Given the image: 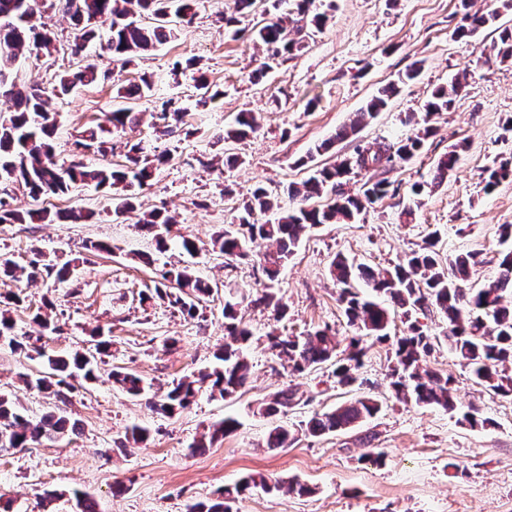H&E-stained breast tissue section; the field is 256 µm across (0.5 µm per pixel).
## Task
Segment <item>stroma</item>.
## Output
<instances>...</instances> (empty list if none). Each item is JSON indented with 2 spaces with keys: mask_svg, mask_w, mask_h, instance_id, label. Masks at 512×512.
Segmentation results:
<instances>
[{
  "mask_svg": "<svg viewBox=\"0 0 512 512\" xmlns=\"http://www.w3.org/2000/svg\"><path fill=\"white\" fill-rule=\"evenodd\" d=\"M329 19L309 29L302 52L279 58L262 77L253 72L267 53L250 33L231 35L225 15L232 0H199L196 13L178 39L144 55L138 66L120 68L106 39H97L81 56L69 45L74 32L61 14L45 12L43 21L54 33L50 50L31 49L18 64L22 83L51 86L56 74L96 64L103 77L60 100L57 109L56 157L71 160L82 132L104 123L118 106V86L151 74L156 100L141 101L137 126L114 134V149L104 164L125 161L126 146L143 143L150 153H170L147 185L137 191L140 211L169 210L177 222L167 235L168 248L157 252L152 233L141 229L140 212L117 218L111 192L81 185L62 196L43 198L42 206L94 212L82 224H0V255L25 266L32 259L73 261L74 278L40 279L24 288L26 310H14L17 334L43 336L50 352L69 354L83 349L92 329L112 339L111 353L99 377L78 383L65 400L26 391L19 373L44 370L43 359H28L0 343V393L19 398L28 414L54 410L78 420L79 434L56 443L17 449L0 457V510L10 512H75L73 499H43L47 489L89 492L101 512H187L189 505L215 498L218 488L247 474L269 480L293 478L311 487L308 495L247 489L236 502L237 512H512V399L483 389L468 368L460 365L444 338L447 320L437 310L418 313L423 329L433 336L426 363L450 374L459 410L423 407L401 401L388 387L391 346L363 338L365 350L359 384L341 387L331 367L302 374L284 370L266 347L272 329L293 336L324 325L342 341L353 331L337 301L339 288L330 275L336 255L358 265L388 268L411 251L436 239L444 257L472 252L477 264L469 285L477 289L494 281L504 245L500 227L512 224V183L485 192L486 171L512 156V139H502V126L512 117V61H500L497 35L460 38V0H315ZM198 70L182 68L186 58ZM416 79L399 93L358 135L364 142L395 141L413 135L406 113L419 111L438 85L467 74V86L454 107L433 116L435 133L426 151L405 166L386 172L393 192L350 224L312 228L281 267L274 286L288 306V316L274 321L270 310L250 305L267 277L259 256L268 242L256 241L248 259L225 265L212 250L211 239L231 224L239 204L256 185L265 186L281 208L293 201L286 188L301 181L311 168L351 154L345 141L334 152L313 155L314 146L335 134L377 91L395 81L412 64ZM223 90V98L206 106L197 102L196 71ZM177 99L183 109L181 130L161 136L153 128L157 99ZM257 113L260 128L249 138L228 145L221 139L243 111ZM357 140V141H358ZM459 146V160L446 181L433 184L437 157ZM239 154L240 164L225 168V151ZM421 183L425 191L412 197ZM413 207L411 223H403L404 207ZM194 239L197 251L187 255L181 236ZM111 246L108 254L86 250L89 242ZM188 261L196 274L216 283L221 295L208 302L202 316L190 319L162 301L141 303L139 294L152 288L171 263ZM50 299L55 333L41 335L32 318ZM240 304L252 332L247 349L251 377L232 398L200 394L177 418L151 411L144 398H131L113 385L108 374L124 368L164 392L172 379L210 367L223 344L225 300ZM175 339L164 350L166 339ZM293 389L297 406L287 414L266 417L261 403L283 389ZM376 397L381 411L341 433L313 437L299 432L312 413L363 396ZM478 409L490 420L485 429L471 428L464 412ZM239 419L240 429L212 446L193 450V442L216 421ZM149 428L147 444L126 441L131 424ZM276 424L295 430L287 447L271 450L264 442ZM384 452L382 463L366 460L370 448ZM121 494H113L114 484Z\"/></svg>",
  "mask_w": 512,
  "mask_h": 512,
  "instance_id": "35a3bbf8",
  "label": "stroma"
}]
</instances>
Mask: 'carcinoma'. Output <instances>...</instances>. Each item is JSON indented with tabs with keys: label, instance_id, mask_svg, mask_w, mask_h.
<instances>
[{
	"label": "carcinoma",
	"instance_id": "1",
	"mask_svg": "<svg viewBox=\"0 0 512 512\" xmlns=\"http://www.w3.org/2000/svg\"><path fill=\"white\" fill-rule=\"evenodd\" d=\"M22 0H0V86L6 88L13 101V110L0 113V224H76L93 218L94 212L83 210H56L42 207L19 211L9 207L1 195L11 188L22 187L35 202L51 195H64L77 184L93 183L108 188L112 194V212L121 217L135 210V188L147 184L157 166L169 161V156L153 157L144 153V147L136 143L127 151V164L112 168L86 162L82 159L69 164L55 159L53 137L57 126V103L77 84L92 85L98 82L99 72L88 64L74 72L57 76L49 88L25 87L16 81V62L24 50L47 48L53 42L50 29L40 22L42 9H57L65 15L75 31L70 44L71 54L80 56L98 35L101 26L109 28L107 48L114 60L130 65L141 55L156 46L175 40L191 14L196 0H27L29 12L21 10ZM295 14L293 29L300 33L308 27L321 28L327 20L324 13H310L312 0H293ZM255 0H234L233 12L224 18L225 25H243L241 31L250 32L255 41L265 46L268 58L275 59L304 48L302 41L291 38L281 21L269 19L263 23H251ZM471 0H461L462 23L457 27L459 38L472 37L492 27L498 33L499 55L502 60L512 59V27L496 25L499 12L473 11ZM420 67L415 65L398 77V80L382 88L365 109L356 113L349 124L339 128L335 135L315 145L318 154L330 150L336 143L356 138L358 129L384 107L397 93L399 85L417 77ZM195 88L199 102L206 104L222 98L223 92L211 87L202 72L196 77ZM465 84L452 80L433 89L421 105L425 118L454 107ZM152 81L147 75L140 82L117 89V97L139 101L150 97ZM181 108L168 100L161 104L158 120L166 122L170 131L179 121ZM139 121L138 113L131 106H120L107 116L108 125L82 132L77 147L84 153L106 156L112 152L111 135ZM258 128L257 117L252 112H241L235 124L224 129L221 139L239 142ZM433 127L427 125L416 134L397 142L376 141L359 143L353 153L341 157L329 167L313 170L299 184L288 186V196L297 206L282 211L275 221L262 220L273 210L274 203L268 190L258 185L235 217V222L219 232L213 240V251L224 256L230 263L248 256L247 244L256 240H268L275 249L263 256V270L267 279L275 281L280 267L288 261L303 234L320 224H350L363 210L374 205L388 194L386 179L368 180L358 191L349 188L351 176L362 171L384 172L405 163L423 152ZM457 147L441 156L434 167L433 180L440 183L455 168ZM512 176V158L503 160L488 169L485 189L491 191ZM142 227L151 231L165 229L176 223L175 217L165 209H153L140 220ZM436 242L412 251L402 264L375 272L366 266H356L346 257L338 255L331 265V275L339 285V301L347 324L355 332L347 347V354L338 356L340 340L330 328L324 327L304 336H288L269 333L268 347L293 373L319 369L324 365L334 367L336 383L350 387L357 381L356 373L364 355L360 338L371 337L377 342L389 339V329L395 316L405 325L404 335L393 345L389 367V387L398 399H412L425 407L456 410L452 377L422 368V362L432 349V338L427 335L416 314L429 307L436 308L448 319L450 351L467 367L477 384L505 397L512 396V248L504 253L499 264L498 278L477 291L463 288L470 269L477 264L476 254L468 252L456 255L448 261L445 270ZM74 266L69 263L57 268L52 264L41 265L32 261L26 267L17 266L8 258H0V279L15 283L33 282L41 275L55 276L58 280L69 278ZM371 284L374 292L382 294L389 304L382 305L362 295L353 287L357 280ZM214 294L212 286L192 276L189 267L171 266L161 274L152 294H143L141 300L154 295L178 309L183 315L199 316V307ZM256 306L273 308L276 319L288 314V307L267 287L251 300ZM224 331L230 341L214 353V363L209 370L197 377L183 376L173 379L160 399L148 396L150 387L142 378L131 372L114 370L112 380L122 390L134 397L146 398L153 411L174 418L189 408L202 389L212 396L234 395L245 386L250 376V364L244 349L252 333L239 316L238 303L224 302ZM14 320L7 310L0 311V338L14 351L36 353L46 359L48 369L34 375L22 376L26 389L53 395L62 400L74 389L78 379H97L103 357L108 355L112 343L96 333V355L89 356L77 351L69 356L49 354L44 347L31 343V337L14 335ZM297 404L296 393L282 390L274 398L259 407L263 415L285 414ZM382 407L377 399L366 396L348 404H342L326 412H315L300 425V430L310 436L320 437L328 433L345 431L376 415ZM240 427L237 419L226 417L213 426L209 442L236 432ZM78 422L64 415L48 412L39 417L27 415L18 398L0 394V453L12 449L28 448L34 444L56 442L68 434H78ZM292 437L284 425L273 427L267 434L265 447L283 448ZM207 442V443H209ZM199 440L195 449L207 447ZM261 486L268 491L284 490L288 493L308 495L312 489L295 479H279L274 482L262 476L249 475L233 486H226L213 502H198L189 506V512H233L232 504L250 486ZM77 512H101L97 500L85 493L72 491Z\"/></svg>",
	"mask_w": 512,
	"mask_h": 512
}]
</instances>
